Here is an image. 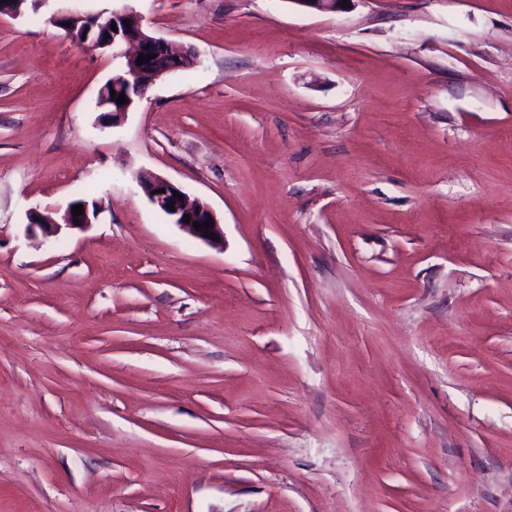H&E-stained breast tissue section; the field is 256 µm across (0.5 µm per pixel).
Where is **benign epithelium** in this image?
Wrapping results in <instances>:
<instances>
[{
	"label": "benign epithelium",
	"instance_id": "7a95c632",
	"mask_svg": "<svg viewBox=\"0 0 512 512\" xmlns=\"http://www.w3.org/2000/svg\"><path fill=\"white\" fill-rule=\"evenodd\" d=\"M290 2L321 13H335L342 11L341 4L344 0H290ZM100 19L101 16L99 15H55L49 19V22L51 25L64 30L66 36L73 43L82 44L85 42V38L82 37V32L78 31V28L87 26L93 28ZM101 47L111 49L112 55L115 57L126 59L121 80L125 81L129 87L133 86V80L137 79V75L146 67L150 68L151 74L158 79L169 72L183 68L184 64L188 62H195L194 56L175 51L165 40L155 36L152 38L145 37L143 41L139 42L119 39L114 34L112 39L101 44ZM141 54H152L154 58L139 65L137 60ZM137 181L146 186V194L151 203L170 217L174 224L178 225L193 239L211 244L213 243V240L209 238L211 234L216 236L218 241L224 238V232L217 217L202 200H189L179 185L162 177H146L140 174L137 176ZM176 192L181 194L182 198L174 197ZM169 202L174 203L175 210L167 209V203ZM73 206L74 203L72 202L68 204L62 215L63 224L61 225L46 220L36 210L29 211L27 214L28 233L33 234L38 229L43 237L48 239L57 236L63 225L71 229H83L92 224L88 203H82L83 214L78 217L73 215ZM208 220L213 221L209 229L195 230L193 223L197 222L202 225Z\"/></svg>",
	"mask_w": 512,
	"mask_h": 512
}]
</instances>
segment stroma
<instances>
[{"label": "stroma", "mask_w": 512, "mask_h": 512, "mask_svg": "<svg viewBox=\"0 0 512 512\" xmlns=\"http://www.w3.org/2000/svg\"><path fill=\"white\" fill-rule=\"evenodd\" d=\"M122 10L197 63L104 128ZM0 512H512V0L0 16ZM102 15H85V16H71V15H55L49 19L51 25L58 27L65 31L66 36L75 44H82L89 37L83 38L82 32L89 25L94 28L100 21ZM66 22H71L70 26H66ZM79 25L81 30L78 32ZM143 175H138L137 181L146 188V194L151 203L170 217L173 223L178 225L187 235L195 240L209 244L224 239L221 224L205 202L200 199L190 201L182 188L168 179L158 176L146 177ZM159 189H165V193H157ZM174 192L181 194L182 199L175 198ZM169 202H174L175 211L167 209V203ZM185 214L190 216V223H186ZM207 220L213 221V224H210L208 231H205L203 224ZM194 222L201 224L199 231L195 230ZM209 234L216 235L215 240L210 239ZM77 204H82L83 215L74 217L73 206ZM91 214L93 217H95L96 212L95 210L90 212L88 203L70 202L62 215V224H58L46 220L44 216L37 210H31L27 214V231L29 234H35V229L38 228L44 238L48 239L56 237L59 234L62 225H65L67 228L71 229L86 228L88 225L92 224ZM76 220H79V224H76Z\"/></svg>", "instance_id": "stroma-1"}]
</instances>
